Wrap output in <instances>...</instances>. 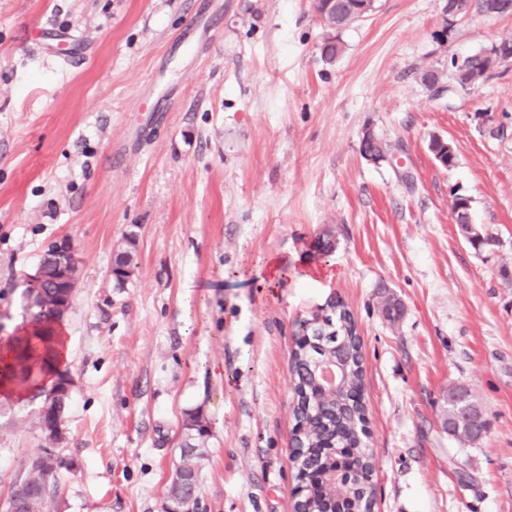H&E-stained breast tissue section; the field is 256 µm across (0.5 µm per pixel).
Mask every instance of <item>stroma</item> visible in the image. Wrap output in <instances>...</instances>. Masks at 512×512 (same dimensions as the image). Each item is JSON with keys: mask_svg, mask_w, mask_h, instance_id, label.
<instances>
[{"mask_svg": "<svg viewBox=\"0 0 512 512\" xmlns=\"http://www.w3.org/2000/svg\"><path fill=\"white\" fill-rule=\"evenodd\" d=\"M447 5L377 0L328 61L315 0H0V335L49 244L79 260L69 468L43 512H163L195 411L196 512H294L290 359L333 298L361 338L374 512H512V59L466 88L419 80L512 16ZM368 130L386 159L361 154ZM457 195L493 245L466 241ZM456 384L485 410L478 442L441 426ZM39 403L0 406V502L43 444Z\"/></svg>", "mask_w": 512, "mask_h": 512, "instance_id": "obj_1", "label": "stroma"}]
</instances>
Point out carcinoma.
Instances as JSON below:
<instances>
[{
    "mask_svg": "<svg viewBox=\"0 0 512 512\" xmlns=\"http://www.w3.org/2000/svg\"><path fill=\"white\" fill-rule=\"evenodd\" d=\"M329 0H317L316 10L324 25L335 32L348 26L353 20L366 16L365 0H340L336 6H328ZM489 5L499 16L512 15V0H479L477 11ZM488 52L479 51L452 61L450 79L464 88L492 76ZM430 148L436 159L446 168L455 164V154L447 144L438 139L431 141ZM361 153L379 161L386 158L388 145L377 138L362 140ZM456 223H471L470 200L458 195L452 203ZM70 246L53 242L42 254L38 267L46 276L43 288L33 292L26 287L22 298L32 309L30 329L23 335L7 339V351L0 350V382L15 389L38 391L43 397L36 414V424L44 441L56 445L62 439V426L70 402L73 380L69 373L59 371L50 386H45L46 376L56 362V330L68 314L76 288L78 260L66 256ZM135 252L128 248L114 259L111 273L117 283H123L135 266ZM340 359L344 369L343 389L337 395H326L317 387V367L325 360ZM291 375L298 394L296 422L307 425L302 445L316 447L318 439L334 442L340 448L349 449L355 468L352 476L342 479L345 494L321 496L314 494L302 498L296 504L297 512H368L371 507L373 450L365 439L366 410L363 403L364 362L361 341L354 317L347 309L336 313L333 334L318 339V344L306 349L298 346L291 362ZM184 440L180 456L169 485L164 512H171L177 503L198 494L200 475L206 459L205 442L209 436L208 424L198 412L188 414L183 423ZM38 462L23 468L11 480V487L4 505V512H42L49 490V482L55 474L67 467L59 451L42 448L35 455ZM291 462L302 478L319 472L336 469V458L323 449L317 454L303 452L291 456Z\"/></svg>",
    "mask_w": 512,
    "mask_h": 512,
    "instance_id": "cac0c4a2",
    "label": "carcinoma"
}]
</instances>
